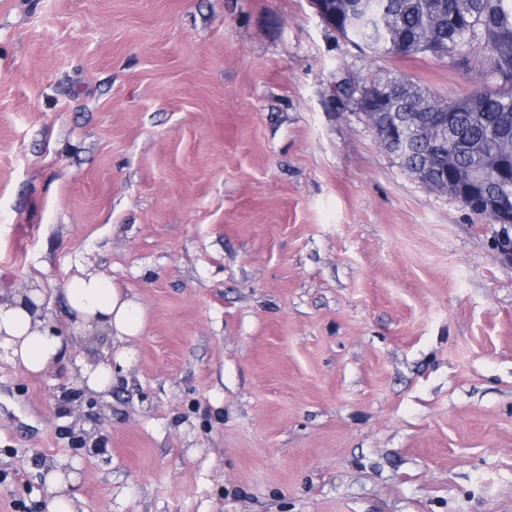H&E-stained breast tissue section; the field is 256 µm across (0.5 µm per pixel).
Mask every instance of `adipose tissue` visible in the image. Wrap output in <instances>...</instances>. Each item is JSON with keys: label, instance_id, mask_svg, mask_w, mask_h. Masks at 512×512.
<instances>
[{"label": "adipose tissue", "instance_id": "1", "mask_svg": "<svg viewBox=\"0 0 512 512\" xmlns=\"http://www.w3.org/2000/svg\"><path fill=\"white\" fill-rule=\"evenodd\" d=\"M71 322L61 330L45 323L43 308L50 298L45 290L0 292V353L13 366L31 374L62 365L87 390H111L115 368L131 367L134 354L127 341L145 326V312L135 295L116 287L103 275L88 274L67 280L63 290ZM105 333L115 340V361L107 363L75 358L71 346L77 339ZM76 475L67 462L52 465L47 474L50 497L47 512H76L72 487Z\"/></svg>", "mask_w": 512, "mask_h": 512}]
</instances>
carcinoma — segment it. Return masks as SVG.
Segmentation results:
<instances>
[{
  "label": "carcinoma",
  "instance_id": "1",
  "mask_svg": "<svg viewBox=\"0 0 512 512\" xmlns=\"http://www.w3.org/2000/svg\"><path fill=\"white\" fill-rule=\"evenodd\" d=\"M364 5L361 21L351 25L342 19L336 32L357 40L382 54H430L444 58L459 55L469 59L465 49L489 50L495 85L486 86L459 99L453 136L460 149L439 157L423 139L426 126L437 122L436 112L421 109L407 95L406 84L389 77L379 84L385 97L383 115L376 130L387 142L394 129H402L404 148L396 157L399 166L413 175L422 170L432 179L443 168L479 169L492 152L512 141V0H352ZM482 190L504 198L512 196V183L505 176L489 172Z\"/></svg>",
  "mask_w": 512,
  "mask_h": 512
}]
</instances>
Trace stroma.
Listing matches in <instances>:
<instances>
[{
    "instance_id": "obj_1",
    "label": "stroma",
    "mask_w": 512,
    "mask_h": 512,
    "mask_svg": "<svg viewBox=\"0 0 512 512\" xmlns=\"http://www.w3.org/2000/svg\"><path fill=\"white\" fill-rule=\"evenodd\" d=\"M469 65L354 45L309 0H0V290L70 322L78 274L136 294L95 397L0 361V512H512V265L355 104ZM68 465L67 461L55 463L46 474L51 494L46 504L47 512H77L71 489L76 474Z\"/></svg>"
}]
</instances>
